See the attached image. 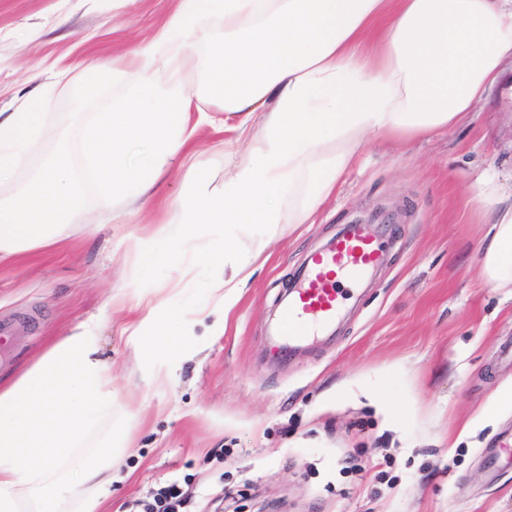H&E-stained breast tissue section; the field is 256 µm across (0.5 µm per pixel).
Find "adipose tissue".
I'll return each mask as SVG.
<instances>
[{"label":"adipose tissue","mask_w":512,"mask_h":512,"mask_svg":"<svg viewBox=\"0 0 512 512\" xmlns=\"http://www.w3.org/2000/svg\"><path fill=\"white\" fill-rule=\"evenodd\" d=\"M198 52L210 62L207 94L234 137L223 186L213 187L207 168L191 170L185 194L162 211L157 247L140 252L128 342L148 382L160 355L193 346L173 325L191 313L228 314L281 225L312 223L367 142L456 127L512 57V0H180L150 45L99 66L98 80L125 92L72 128L81 165L30 168L43 97L0 112V186L15 187L0 200V263L55 246L76 224L94 233L111 202L124 204L112 212L119 224L158 198L180 153L202 147L204 128L217 124L205 112L190 118L180 70ZM484 205L495 218L479 243V275L512 288V201ZM215 228L220 243L198 253L212 272L207 295L187 311L157 300L156 266L188 276L186 245ZM96 343V323L79 324L0 385V512H102L124 439L102 427L112 368Z\"/></svg>","instance_id":"ef3b65f1"}]
</instances>
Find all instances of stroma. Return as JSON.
<instances>
[{"label":"stroma","mask_w":512,"mask_h":512,"mask_svg":"<svg viewBox=\"0 0 512 512\" xmlns=\"http://www.w3.org/2000/svg\"><path fill=\"white\" fill-rule=\"evenodd\" d=\"M178 0H0V112L50 88L51 137L121 90L87 95L97 66L148 46ZM70 80L56 83L58 69ZM512 197V60L453 129L366 144L315 223L283 228L254 265L220 336L191 319L194 349L145 384L108 308L134 292L150 208L115 228L0 265V326L13 330L0 382L33 365L76 325L99 320L112 367V425L126 447L106 512L153 503L178 481L187 512H512V410L470 421L512 382V290L487 287L477 251V192ZM367 218L392 235L384 265L358 289L335 336L281 356L272 323L308 256ZM361 471L341 473L338 458Z\"/></svg>","instance_id":"stroma-1"}]
</instances>
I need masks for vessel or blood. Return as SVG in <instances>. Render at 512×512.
I'll use <instances>...</instances> for the list:
<instances>
[{
    "instance_id": "obj_1",
    "label": "vessel or blood",
    "mask_w": 512,
    "mask_h": 512,
    "mask_svg": "<svg viewBox=\"0 0 512 512\" xmlns=\"http://www.w3.org/2000/svg\"><path fill=\"white\" fill-rule=\"evenodd\" d=\"M386 246L381 230L352 224L329 246L313 253L280 308L277 338L290 346L329 332L343 310V282H358L377 268Z\"/></svg>"
}]
</instances>
